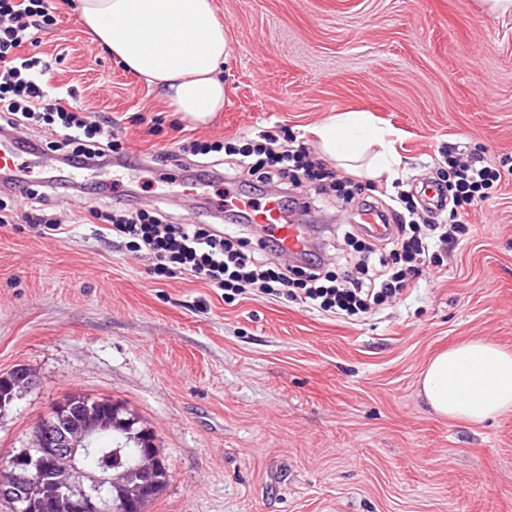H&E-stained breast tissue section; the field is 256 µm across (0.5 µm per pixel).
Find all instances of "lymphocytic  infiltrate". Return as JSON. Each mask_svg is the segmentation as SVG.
<instances>
[{
  "instance_id": "f902f5d3",
  "label": "lymphocytic infiltrate",
  "mask_w": 512,
  "mask_h": 512,
  "mask_svg": "<svg viewBox=\"0 0 512 512\" xmlns=\"http://www.w3.org/2000/svg\"><path fill=\"white\" fill-rule=\"evenodd\" d=\"M55 10L54 0H0V128L40 130L44 150L61 151L69 160L99 167L123 152L111 122L79 105L74 91L49 86L47 64L35 51L39 32L56 23ZM221 153L231 156L234 171L287 188L335 177L326 163L312 156L305 142L268 131L233 141L184 138L160 148L154 160L177 164L182 157L196 156L202 175L220 178L224 175L218 167ZM443 158L452 176L451 206L425 221L410 195L399 193V208L391 213L394 230L385 247H374L347 233V240L356 245L357 260L343 265L338 273L313 258L301 265L271 262L242 234L222 232L210 224H174L157 208L94 209L90 215L113 243L151 257L154 280L188 274L233 297L290 299L354 321L407 295L423 276L439 267L438 248H453L468 234L467 208L484 201L486 190L502 179L499 169L481 159L464 162L449 152ZM62 185V180L54 178L42 189L29 190L20 214L10 198H1L0 228L21 222L42 238L65 234L64 224L49 207L50 196L58 194Z\"/></svg>"
}]
</instances>
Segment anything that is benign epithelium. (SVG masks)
Segmentation results:
<instances>
[{
    "mask_svg": "<svg viewBox=\"0 0 512 512\" xmlns=\"http://www.w3.org/2000/svg\"><path fill=\"white\" fill-rule=\"evenodd\" d=\"M55 413L43 417L34 426L30 443L13 454L0 467V496L11 499L15 512H109L112 504L95 490L112 488V464L96 469L84 466V459L94 451L96 438L112 431V414L122 407L110 400H95L72 394L58 402ZM76 415V425L59 434V421ZM163 459L154 442L142 450L137 465L144 485L156 487ZM38 477L47 487L44 498L37 502L30 496L29 486Z\"/></svg>",
    "mask_w": 512,
    "mask_h": 512,
    "instance_id": "1",
    "label": "benign epithelium"
}]
</instances>
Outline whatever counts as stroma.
I'll return each mask as SVG.
<instances>
[{
	"label": "stroma",
	"mask_w": 512,
	"mask_h": 512,
	"mask_svg": "<svg viewBox=\"0 0 512 512\" xmlns=\"http://www.w3.org/2000/svg\"><path fill=\"white\" fill-rule=\"evenodd\" d=\"M230 46L224 110L188 127L81 26L73 6L39 50L56 87L111 118L145 154L181 139L312 128L371 113L392 132L396 178L337 168L388 210L442 181L441 152L507 168L469 210V236L443 274L404 302L341 321L283 299H223L188 275L159 283L148 258L84 223L132 193L170 221L211 220L180 170L139 164L83 170L87 193L58 207L63 237L0 232V375L35 383L0 413V462L35 424L80 393L123 404L151 430L169 470L144 512H512V414L472 426L418 396L427 361L484 338L512 349V16L481 0H214ZM330 262L365 223L357 202L313 183L292 190Z\"/></svg>",
	"instance_id": "stroma-1"
}]
</instances>
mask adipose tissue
<instances>
[{"label":"adipose tissue","mask_w":512,"mask_h":512,"mask_svg":"<svg viewBox=\"0 0 512 512\" xmlns=\"http://www.w3.org/2000/svg\"><path fill=\"white\" fill-rule=\"evenodd\" d=\"M98 43L160 92L192 125L224 108L220 68L230 54L213 0H77ZM324 155L349 170L395 174L391 133L365 112H343L313 129ZM437 415L480 425L512 413V349L472 339L434 356L419 380Z\"/></svg>","instance_id":"adipose-tissue-1"}]
</instances>
